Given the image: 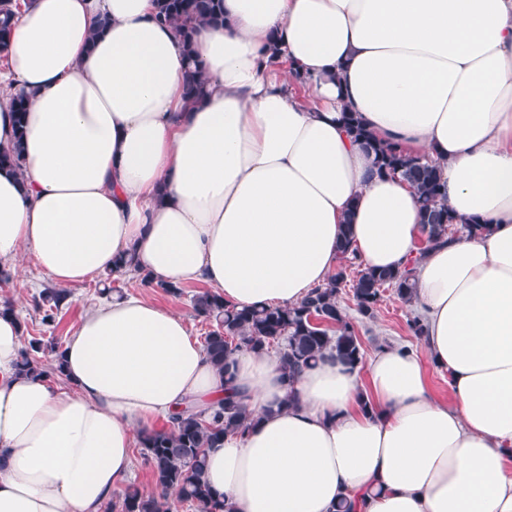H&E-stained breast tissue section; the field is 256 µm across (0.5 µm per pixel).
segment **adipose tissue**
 <instances>
[{
  "label": "adipose tissue",
  "mask_w": 512,
  "mask_h": 512,
  "mask_svg": "<svg viewBox=\"0 0 512 512\" xmlns=\"http://www.w3.org/2000/svg\"><path fill=\"white\" fill-rule=\"evenodd\" d=\"M154 15L28 0L16 16L0 148L19 95L26 130L21 168L0 167V267L22 277L26 253L66 288L133 252L236 308L285 306L326 284L346 235L365 266L414 263L422 347L291 381L244 351L228 381L182 314L115 296L59 347L62 387L19 370L24 322L0 302V512H99L137 435L231 388L256 423L208 449L206 477L235 512H512V0H224L191 58ZM346 112L438 164L458 223L487 232L428 243L415 189L376 170Z\"/></svg>",
  "instance_id": "ef3b65f1"
}]
</instances>
